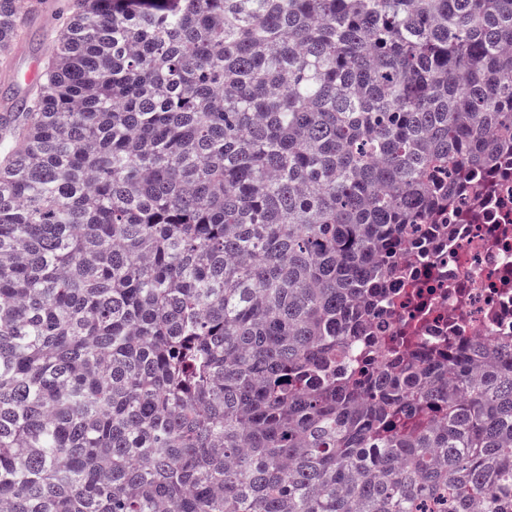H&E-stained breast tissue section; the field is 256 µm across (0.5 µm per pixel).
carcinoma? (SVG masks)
Instances as JSON below:
<instances>
[{
    "label": "carcinoma",
    "instance_id": "carcinoma-1",
    "mask_svg": "<svg viewBox=\"0 0 512 512\" xmlns=\"http://www.w3.org/2000/svg\"><path fill=\"white\" fill-rule=\"evenodd\" d=\"M5 128L0 512H512V353L374 319L512 165V0H71Z\"/></svg>",
    "mask_w": 512,
    "mask_h": 512
}]
</instances>
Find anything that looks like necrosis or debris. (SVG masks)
<instances>
[{
	"mask_svg": "<svg viewBox=\"0 0 512 512\" xmlns=\"http://www.w3.org/2000/svg\"><path fill=\"white\" fill-rule=\"evenodd\" d=\"M489 183L494 194L481 188L461 202L463 210L479 211V222H465L460 212L449 215L455 231L426 262L435 276L431 288L407 290L381 308L388 333H400L422 313L432 345L484 337L512 342V170L496 171Z\"/></svg>",
	"mask_w": 512,
	"mask_h": 512,
	"instance_id": "4bbe7bcc",
	"label": "necrosis or debris"
}]
</instances>
